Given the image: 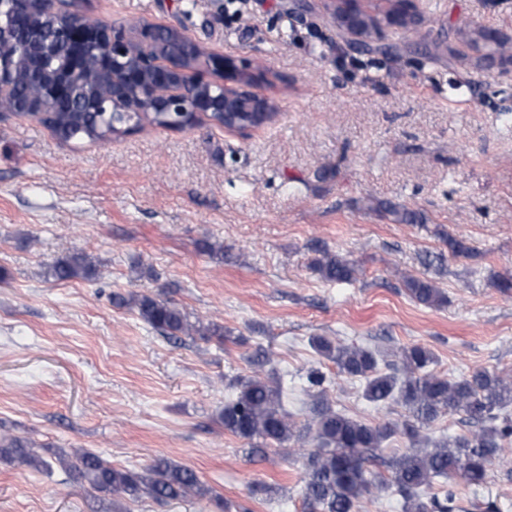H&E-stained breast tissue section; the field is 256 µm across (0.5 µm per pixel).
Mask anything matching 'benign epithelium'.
<instances>
[{
	"label": "benign epithelium",
	"instance_id": "benign-epithelium-1",
	"mask_svg": "<svg viewBox=\"0 0 512 512\" xmlns=\"http://www.w3.org/2000/svg\"><path fill=\"white\" fill-rule=\"evenodd\" d=\"M344 0H324V7L337 30L354 47L384 45L392 29L419 33L426 20L409 3L406 22H382L367 31L361 17L338 10ZM25 14L16 18L26 31L36 20H56L65 49L66 77L36 65L52 54L46 37L34 35L18 46L14 31L0 23V113L44 112L58 100L79 93L93 111L187 113L209 116L229 112H277L274 100L259 91L266 81L267 68L249 57L211 53L186 38L174 27L150 23L134 25L88 21L64 10L66 0H27ZM98 46L95 57L84 54L85 47ZM21 73L29 88L28 97L13 103L6 98L5 79Z\"/></svg>",
	"mask_w": 512,
	"mask_h": 512
}]
</instances>
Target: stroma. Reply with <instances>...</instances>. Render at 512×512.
Here are the masks:
<instances>
[{
  "label": "stroma",
  "instance_id": "1",
  "mask_svg": "<svg viewBox=\"0 0 512 512\" xmlns=\"http://www.w3.org/2000/svg\"><path fill=\"white\" fill-rule=\"evenodd\" d=\"M423 2L438 24L367 53L301 0H76L107 23L170 26L209 51L260 59L278 75L262 92L280 114L245 133L204 118L80 146L0 117V434L48 461L87 448L138 472L164 456L209 489L131 501L58 467L0 460V512H303L299 465L279 450L251 461L220 419L259 346L300 425L313 370L340 412L373 425L407 416L366 402L313 336L422 345L437 374L512 378V297L496 286L512 276V68L467 69L445 49L459 28L512 36V0ZM373 201L425 221H394ZM448 235L469 255L452 256ZM215 241L223 255L205 251ZM326 249L354 260L357 280L322 281L312 264ZM76 251L96 278L55 280L53 264ZM406 275L434 282L447 303L413 301ZM115 292L170 298L233 338L172 344L113 306ZM257 482L268 497L250 495ZM455 492L456 512H512V445L486 483Z\"/></svg>",
  "mask_w": 512,
  "mask_h": 512
}]
</instances>
